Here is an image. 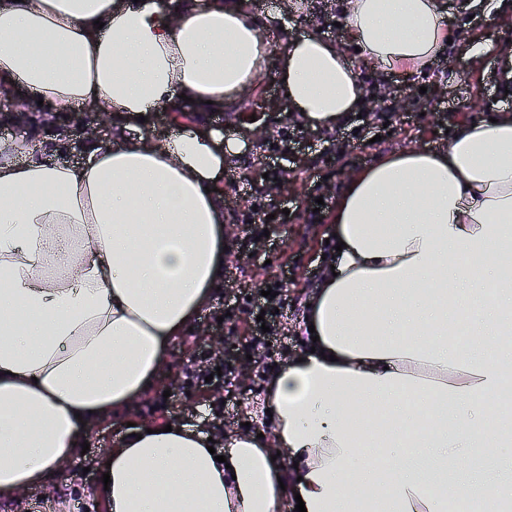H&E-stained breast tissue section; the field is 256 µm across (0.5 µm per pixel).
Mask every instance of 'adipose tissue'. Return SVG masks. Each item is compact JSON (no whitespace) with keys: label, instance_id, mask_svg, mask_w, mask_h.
Here are the masks:
<instances>
[{"label":"adipose tissue","instance_id":"adipose-tissue-1","mask_svg":"<svg viewBox=\"0 0 512 512\" xmlns=\"http://www.w3.org/2000/svg\"><path fill=\"white\" fill-rule=\"evenodd\" d=\"M172 2L0 0V84L119 120L79 168L0 140V501L147 390L220 279V178L249 141L195 124L154 141L141 116L184 96L217 112L271 73L306 127L333 129L359 108L358 67L416 72L450 36L444 0H347L352 60L317 33L272 48L279 13L239 0ZM332 222L315 347L266 386L270 439L228 433L221 463L189 427L128 432L108 512H277L289 491L307 512H448L452 487L512 512V110L356 173Z\"/></svg>","mask_w":512,"mask_h":512}]
</instances>
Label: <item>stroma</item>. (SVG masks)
I'll return each instance as SVG.
<instances>
[{
    "mask_svg": "<svg viewBox=\"0 0 512 512\" xmlns=\"http://www.w3.org/2000/svg\"><path fill=\"white\" fill-rule=\"evenodd\" d=\"M283 2L244 0L247 9L257 15L281 10L280 27L264 33L272 45L297 33L319 30L339 46H347V33L340 26L344 0H291L288 10L283 9ZM447 2L453 37L437 63L422 73L398 72L386 77L360 69L363 103L340 127L304 128L295 117L264 108V100L282 97L277 83L266 77L257 84L261 100L245 95L228 110L202 113L201 125H227L250 137V151L224 175V211L232 237L241 235L239 210L247 198L260 196L284 211L280 219L270 223L269 237L257 242L251 253L238 252L233 246L227 250L221 285L250 295L257 293L262 283L278 280L287 305L278 343L259 349L240 367L230 388L219 387L209 393L210 399L225 402V431L239 430L245 422L254 434L270 429L254 416L256 400L264 394L267 382L263 364L269 358L282 364L303 348L306 302L334 260L331 220L349 176L402 149L445 146L461 123L490 120L506 106V98L498 94L502 85L499 59L477 57L469 49L478 41L512 40V0ZM487 10L498 15V22H486L483 13ZM375 106L380 109L376 115L371 112ZM284 129L296 132L299 143L293 152L277 160L280 177L270 182L263 178L259 161L267 154L269 139ZM316 196L323 198L325 206L318 223L313 224L309 207ZM219 303V297H212L207 312L195 319L191 331L171 343L167 362L145 392L158 403L152 413L142 412L135 402L97 420L86 436L87 453L75 455L63 475L22 492L18 503L1 504L0 512H79L89 502L94 505L93 512H106L104 503L92 494L102 483L100 459L123 440L129 425L190 424L188 409L196 399L182 394L179 379L199 340V330L207 325L210 312L216 311Z\"/></svg>",
    "mask_w": 512,
    "mask_h": 512,
    "instance_id": "1",
    "label": "stroma"
}]
</instances>
